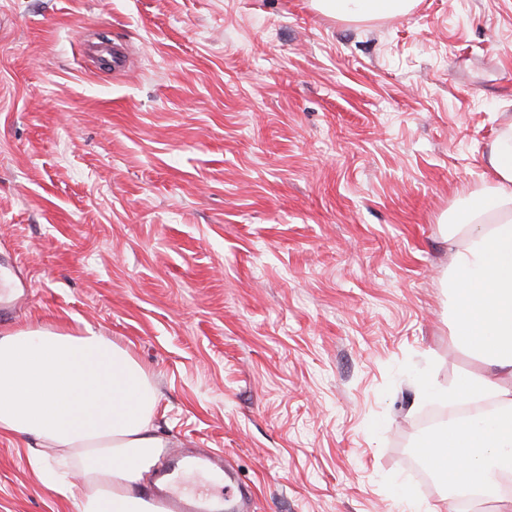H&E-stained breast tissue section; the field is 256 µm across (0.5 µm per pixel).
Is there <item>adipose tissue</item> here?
I'll return each mask as SVG.
<instances>
[{
  "mask_svg": "<svg viewBox=\"0 0 512 512\" xmlns=\"http://www.w3.org/2000/svg\"><path fill=\"white\" fill-rule=\"evenodd\" d=\"M326 15L371 20L407 13L415 0H313ZM492 176L452 219L448 294L455 345L479 363L453 385L422 381L424 398L492 400L421 438L417 453L449 497L474 494L512 512L500 482L512 477V123L488 156ZM145 369L91 325L72 332H0V435L23 439L30 465L77 512H163L143 488L166 446ZM82 498H75V488Z\"/></svg>",
  "mask_w": 512,
  "mask_h": 512,
  "instance_id": "adipose-tissue-1",
  "label": "adipose tissue"
}]
</instances>
